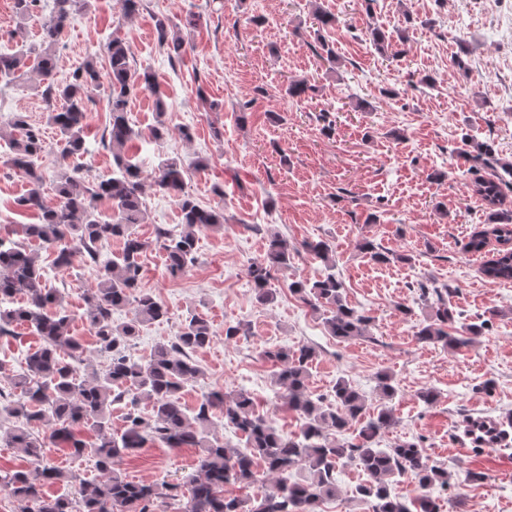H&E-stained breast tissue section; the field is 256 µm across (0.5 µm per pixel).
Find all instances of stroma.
Returning a JSON list of instances; mask_svg holds the SVG:
<instances>
[{
  "instance_id": "1",
  "label": "stroma",
  "mask_w": 512,
  "mask_h": 512,
  "mask_svg": "<svg viewBox=\"0 0 512 512\" xmlns=\"http://www.w3.org/2000/svg\"><path fill=\"white\" fill-rule=\"evenodd\" d=\"M53 7L54 0H40L23 19L15 0H0V53L38 41ZM317 8L336 18L323 32L336 52L332 64L312 50ZM194 15L197 26H188ZM160 18L182 29L181 61L170 62L158 43ZM371 23L385 32L389 54L371 42ZM115 37L129 47L133 67L155 79L154 89L129 101V122L142 133L131 155L147 173L161 158H182L186 187L197 203L224 210L223 230L201 231L195 262L173 278L153 240L157 227L180 223V209L173 196L148 189V220L138 233L151 246L142 256L139 286L157 295L168 314L142 325L127 354L148 358L177 336L188 316L202 315L214 336L191 354L201 374L184 382V406L194 408L213 391L242 388L281 433L296 436L303 420L277 398L274 367L264 353L313 347L310 391L332 404L333 388L343 378L365 395L369 414L391 409L396 424L383 434L381 447L400 437L422 440L432 463L448 471L447 487L430 491L445 512H512V447L477 450L460 441L469 419L512 412V281H492L480 271L496 241L479 255L465 249L471 233L488 224L489 212L463 176L474 139L490 144L496 158L512 161V0H224L220 12L206 0H145L128 19L121 0H91L64 31L56 80L69 79L88 57L103 56ZM302 79L316 85L313 100L288 96L289 82ZM384 88L396 90V97L381 96ZM201 93L206 103H199ZM160 100L172 133L158 145L147 133ZM87 111L88 151L71 163L107 178L112 154L100 143L110 120L105 88L93 92ZM17 112L41 127L46 148L38 163L53 178L61 164L57 134L31 75L0 87V126ZM183 128L192 131L191 141L182 140ZM199 156L208 158L206 168L193 166ZM216 185L223 196L214 195ZM27 188L0 156L1 238L12 239L17 225L34 222L32 213L15 205ZM275 233L296 252L291 266L270 281L273 303L263 305L247 267L265 255ZM363 239L394 253V260L371 261L357 247ZM318 241L332 250L349 305L369 317V337L331 336L323 313L291 294L293 280L324 276V262L309 249ZM41 260L47 285L58 289L72 314V335L87 350L86 361L76 365L78 375L104 370L109 358L99 352L84 315L95 269L79 259L55 267L47 251ZM442 287L450 290L458 323L487 324L470 347L451 351L415 336L429 309L423 290ZM228 325L242 326L243 334L226 339ZM41 344L25 324L0 335V388L26 371L28 356ZM383 370L398 388L390 401L377 390ZM424 389L437 393L434 404L418 401ZM197 454L194 448L149 444L120 469L134 482L182 484L195 472ZM49 459L70 478L47 485V495L75 498L80 481L99 476L91 453L74 457L58 448ZM366 480L339 467V495L324 502L322 512H365L356 488Z\"/></svg>"
}]
</instances>
